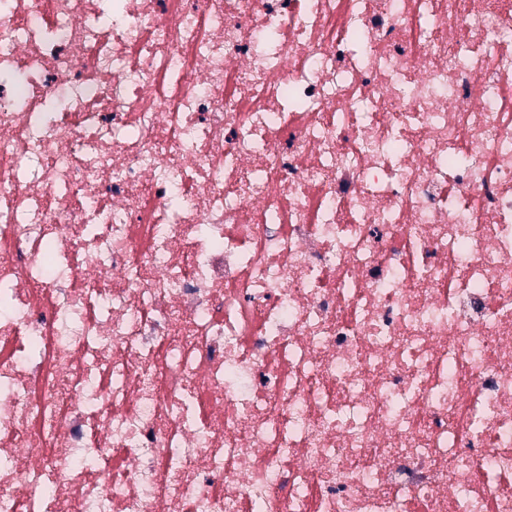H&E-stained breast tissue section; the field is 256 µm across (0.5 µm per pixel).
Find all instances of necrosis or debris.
<instances>
[{"label":"necrosis or debris","instance_id":"necrosis-or-debris-1","mask_svg":"<svg viewBox=\"0 0 512 512\" xmlns=\"http://www.w3.org/2000/svg\"><path fill=\"white\" fill-rule=\"evenodd\" d=\"M0 512H512V0H0Z\"/></svg>","mask_w":512,"mask_h":512}]
</instances>
